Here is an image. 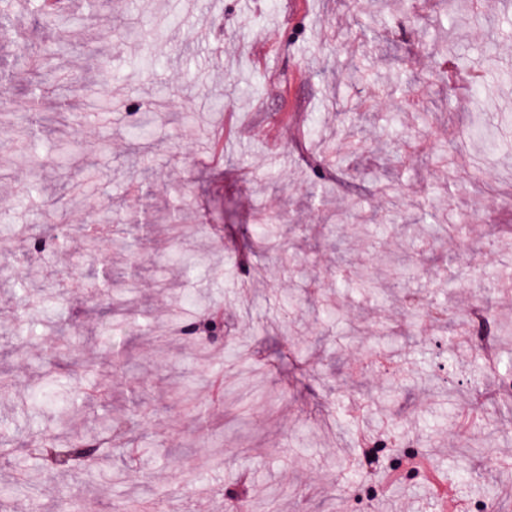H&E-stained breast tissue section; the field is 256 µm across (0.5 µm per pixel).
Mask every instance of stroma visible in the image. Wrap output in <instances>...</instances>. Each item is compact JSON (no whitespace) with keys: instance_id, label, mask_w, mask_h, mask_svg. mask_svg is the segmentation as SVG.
<instances>
[{"instance_id":"35a3bbf8","label":"stroma","mask_w":512,"mask_h":512,"mask_svg":"<svg viewBox=\"0 0 512 512\" xmlns=\"http://www.w3.org/2000/svg\"><path fill=\"white\" fill-rule=\"evenodd\" d=\"M23 14L24 6H17ZM77 21L63 54L35 55L49 30L25 18L0 37V487L11 485L9 512H114L120 487L151 497L152 512H226L227 491L257 501L282 489L276 512H442L422 475L381 484L363 460L358 432L386 429L377 466L406 455L429 457L464 512L486 486L512 490V420L498 412L491 357L512 339L490 335L487 352L437 346L432 316L415 319L412 302L436 298L451 327L489 311L512 322V287L493 278L512 260V0H481L459 20L452 51L437 50L438 0H73ZM384 25L366 28L367 16ZM210 40L196 39L202 27ZM29 58L28 71L17 63ZM77 76L107 122L86 119L85 100L58 84ZM482 85L472 97L473 82ZM40 85L43 149L20 136L30 117L27 90ZM155 139L135 143L129 105ZM319 123L306 143L298 130ZM67 129L74 168L58 167L53 144ZM224 139V162L209 146ZM393 191H376L379 177ZM38 184L36 199L23 198ZM186 196L179 221L192 235L174 241L165 211ZM366 203L380 226L357 216ZM120 213L130 252L85 256L80 239L50 264L22 260L24 229L50 236L82 224L89 209ZM463 225L428 257L418 241L425 212ZM277 227L274 247L249 245L256 214ZM200 255L194 275L182 258ZM109 266L116 286H135L134 330L96 317L89 297ZM373 273L382 298L359 283L338 287L352 270ZM490 285L475 298L471 281ZM185 303L171 312L172 295ZM37 302L41 323L18 334L20 310ZM220 309L230 345L184 338L180 323ZM400 338L386 370L364 367L382 334ZM398 390L383 400L388 368ZM76 398L80 409L35 410L42 378ZM187 387L192 397L172 392ZM125 422L131 447L110 451L120 484L90 461L55 471L28 458L24 442L94 427L103 393ZM476 408L467 430L459 411ZM504 433L487 441L489 422Z\"/></svg>"}]
</instances>
